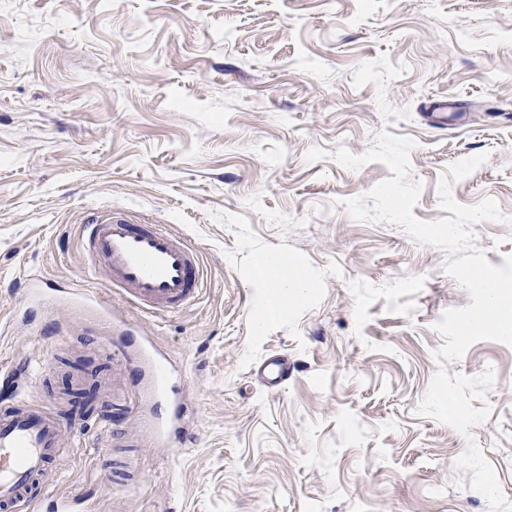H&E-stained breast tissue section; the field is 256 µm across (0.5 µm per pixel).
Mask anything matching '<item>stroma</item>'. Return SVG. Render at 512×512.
<instances>
[{
    "mask_svg": "<svg viewBox=\"0 0 512 512\" xmlns=\"http://www.w3.org/2000/svg\"><path fill=\"white\" fill-rule=\"evenodd\" d=\"M448 104L444 123L424 114ZM414 140L416 217L452 185L512 215V0H0V374L50 399L66 448L46 499L88 512H490L455 468L475 439L512 502V347L472 344L448 373L493 368L470 436L420 415L443 312L471 299L445 254L343 199L389 178L310 149ZM127 208L204 261L198 301L150 316L93 278L79 240ZM488 261L512 225L473 227ZM303 272L277 308L257 260ZM93 287L172 364L189 437L157 447L145 385L116 367L109 324L65 304L15 311L27 276ZM289 366L284 386L256 377Z\"/></svg>",
    "mask_w": 512,
    "mask_h": 512,
    "instance_id": "obj_1",
    "label": "stroma"
}]
</instances>
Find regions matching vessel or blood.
Wrapping results in <instances>:
<instances>
[{"label":"vessel or blood","instance_id":"vessel-or-blood-1","mask_svg":"<svg viewBox=\"0 0 512 512\" xmlns=\"http://www.w3.org/2000/svg\"><path fill=\"white\" fill-rule=\"evenodd\" d=\"M91 269L101 271L106 287L125 301L148 311H171L195 301L201 291L203 268L196 248L161 225L135 217L128 210L106 208L82 227ZM125 361L144 380L152 400L165 398L170 379L166 358L149 340L131 344L127 324L114 321ZM185 408L173 404L170 418L155 423L160 446L184 440ZM61 453L57 417L38 401L10 402L0 408V512H76L70 498L40 502L33 487L53 481Z\"/></svg>","mask_w":512,"mask_h":512}]
</instances>
